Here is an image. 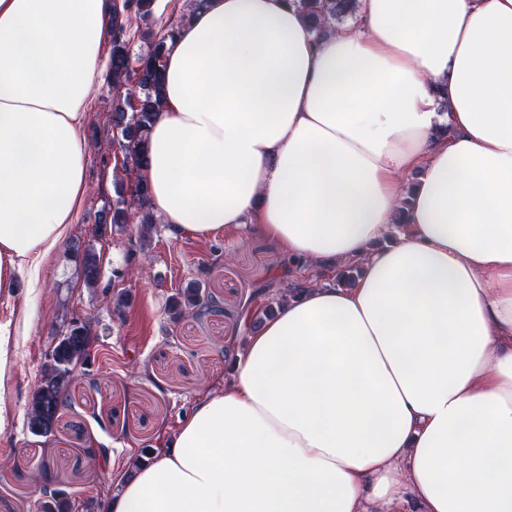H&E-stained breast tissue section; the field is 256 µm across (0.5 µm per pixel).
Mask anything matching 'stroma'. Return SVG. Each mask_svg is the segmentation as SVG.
<instances>
[{
    "label": "stroma",
    "instance_id": "35a3bbf8",
    "mask_svg": "<svg viewBox=\"0 0 512 512\" xmlns=\"http://www.w3.org/2000/svg\"><path fill=\"white\" fill-rule=\"evenodd\" d=\"M86 135L99 144L86 169L80 216L59 248L42 262L36 285L0 290V324L10 325V360L0 372V512H38L43 487L66 492L71 512H104L117 478L145 448H167L199 401L222 391L232 371L227 347L243 345L245 321L269 303L268 284L302 281L289 272L283 246L255 233L207 241L158 224L148 255H131L136 225L95 233L104 200L113 194L118 164L108 147L112 90L98 85ZM94 247L102 285L87 288L78 256ZM200 282L215 311L169 312L172 295ZM127 295L115 315L113 294ZM89 320V359L65 389L52 432L36 436L26 421L55 340L73 322Z\"/></svg>",
    "mask_w": 512,
    "mask_h": 512
}]
</instances>
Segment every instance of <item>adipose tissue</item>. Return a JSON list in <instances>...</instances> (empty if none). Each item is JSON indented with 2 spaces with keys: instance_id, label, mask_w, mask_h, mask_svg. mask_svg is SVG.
<instances>
[{
  "instance_id": "obj_1",
  "label": "adipose tissue",
  "mask_w": 512,
  "mask_h": 512,
  "mask_svg": "<svg viewBox=\"0 0 512 512\" xmlns=\"http://www.w3.org/2000/svg\"><path fill=\"white\" fill-rule=\"evenodd\" d=\"M114 2L0 0L2 290L82 207ZM163 83L162 222L310 275L105 512H512V0H360L319 39L288 0H208Z\"/></svg>"
}]
</instances>
